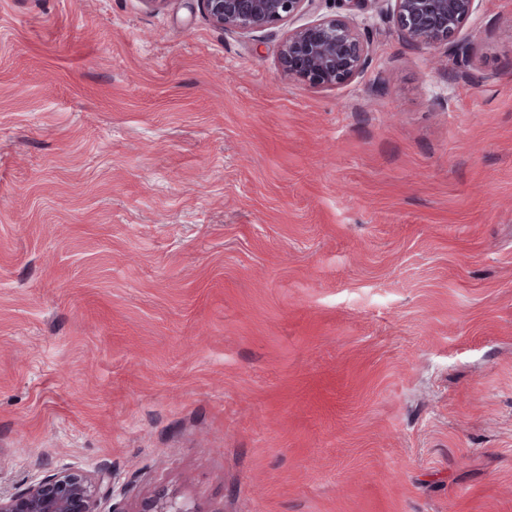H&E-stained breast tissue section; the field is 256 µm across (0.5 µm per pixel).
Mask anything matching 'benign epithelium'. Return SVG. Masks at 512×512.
Masks as SVG:
<instances>
[{
    "label": "benign epithelium",
    "instance_id": "benign-epithelium-1",
    "mask_svg": "<svg viewBox=\"0 0 512 512\" xmlns=\"http://www.w3.org/2000/svg\"><path fill=\"white\" fill-rule=\"evenodd\" d=\"M212 22L224 29L250 33L290 23L280 48L282 70L313 87H334L358 75L370 54L368 39L352 18L327 16L291 26L315 0H200ZM349 9L371 7L394 19L409 41L431 47L447 45L474 10L475 0H344ZM114 497L108 472L90 474L62 467L25 489L0 492V512H102ZM137 512H200L175 489H161L141 501Z\"/></svg>",
    "mask_w": 512,
    "mask_h": 512
}]
</instances>
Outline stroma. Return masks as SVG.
Returning <instances> with one entry per match:
<instances>
[{"label": "stroma", "mask_w": 512, "mask_h": 512, "mask_svg": "<svg viewBox=\"0 0 512 512\" xmlns=\"http://www.w3.org/2000/svg\"><path fill=\"white\" fill-rule=\"evenodd\" d=\"M352 81L199 0H0V487L512 512V0Z\"/></svg>", "instance_id": "stroma-1"}]
</instances>
